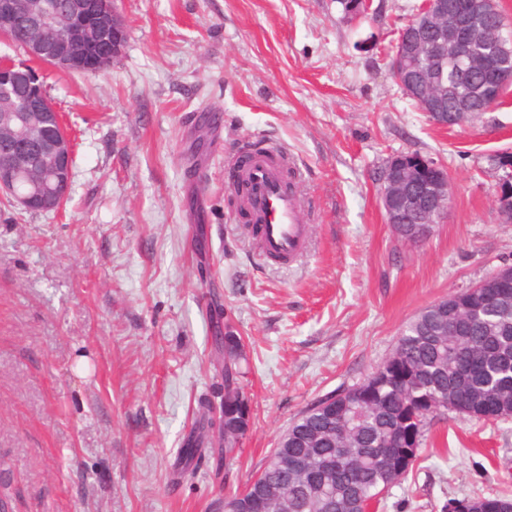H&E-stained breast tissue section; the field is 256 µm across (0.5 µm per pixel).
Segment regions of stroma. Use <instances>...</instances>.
Listing matches in <instances>:
<instances>
[{
	"label": "stroma",
	"mask_w": 512,
	"mask_h": 512,
	"mask_svg": "<svg viewBox=\"0 0 512 512\" xmlns=\"http://www.w3.org/2000/svg\"><path fill=\"white\" fill-rule=\"evenodd\" d=\"M421 2L370 0L357 17L341 0H116L126 40L107 70L42 67L75 164L64 208L0 203V493L14 512H222L302 411L363 382L422 309L512 264L495 163L512 149V87L463 125L430 121L389 67ZM257 140L294 156L311 203L290 266L258 258L225 176ZM407 152L452 183L417 247L378 199L381 169ZM227 324L246 338L252 425L223 460L208 431L181 478L184 438L224 398L213 338ZM503 492L512 418L439 414L379 512Z\"/></svg>",
	"instance_id": "stroma-1"
}]
</instances>
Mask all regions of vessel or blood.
<instances>
[{"mask_svg":"<svg viewBox=\"0 0 512 512\" xmlns=\"http://www.w3.org/2000/svg\"><path fill=\"white\" fill-rule=\"evenodd\" d=\"M236 174L242 184L239 204L259 228V255L281 264L302 256L309 241L308 206L294 187L298 171L287 155L263 144Z\"/></svg>","mask_w":512,"mask_h":512,"instance_id":"vessel-or-blood-1","label":"vessel or blood"}]
</instances>
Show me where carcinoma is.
<instances>
[{
	"label": "carcinoma",
	"mask_w": 512,
	"mask_h": 512,
	"mask_svg": "<svg viewBox=\"0 0 512 512\" xmlns=\"http://www.w3.org/2000/svg\"><path fill=\"white\" fill-rule=\"evenodd\" d=\"M47 94L45 85L21 86L15 91L16 107ZM476 115L487 103L475 86H460ZM456 321L457 334H448V320ZM216 351L224 352L231 367L224 373V401L219 423L224 454L250 429V399L240 386L246 362L244 338L227 330L213 337ZM381 376L368 377L357 387L364 398L336 412V401L322 399L288 426L286 448L290 458L307 462L306 472L284 471L268 455L261 471L246 485L251 503L241 506L238 493L224 497V512H276L260 491L281 489L288 495V512H362L366 502H382L379 493L391 484L393 468L407 448L420 449L428 415L422 410L441 397L444 410L468 420L486 421L485 405L492 399L512 417V285H494L467 297H448L443 312L429 306L401 331L392 353L380 365ZM210 427L201 421L180 449L181 473L193 472L202 433ZM333 474L331 484L323 475Z\"/></svg>",
	"instance_id": "carcinoma-1"
}]
</instances>
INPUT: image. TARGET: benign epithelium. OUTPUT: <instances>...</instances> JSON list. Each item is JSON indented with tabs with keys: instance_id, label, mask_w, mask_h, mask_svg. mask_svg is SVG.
<instances>
[{
	"instance_id": "benign-epithelium-1",
	"label": "benign epithelium",
	"mask_w": 512,
	"mask_h": 512,
	"mask_svg": "<svg viewBox=\"0 0 512 512\" xmlns=\"http://www.w3.org/2000/svg\"><path fill=\"white\" fill-rule=\"evenodd\" d=\"M408 24L423 37L410 41L400 37L394 47L391 70L404 95L417 101L434 122L446 126L447 118L459 125L467 108L452 106L457 97L450 73L458 79L482 76L486 94L512 84V69L501 60L508 57L512 38L504 35L505 19L497 0H460L448 7L446 0H422ZM31 31L24 44L26 56L58 71L81 72L86 57L104 48L99 69L112 64L124 45V20L117 10H102L93 0H66L64 6L48 0H0V37L10 39L17 26ZM19 80L34 81L28 65L0 60V99L12 97ZM0 192L11 195L13 205L30 212L57 210L65 198L71 177L70 138L53 126L43 108L0 114ZM26 180L29 187L18 193L15 184ZM380 204L386 222L395 233L410 216L411 244L424 242L437 219L448 210L451 183L447 170L422 156H392L379 175ZM498 209L502 222H512V173L501 178ZM512 280V266L495 270L477 285L465 289L473 294L493 282Z\"/></svg>"
}]
</instances>
